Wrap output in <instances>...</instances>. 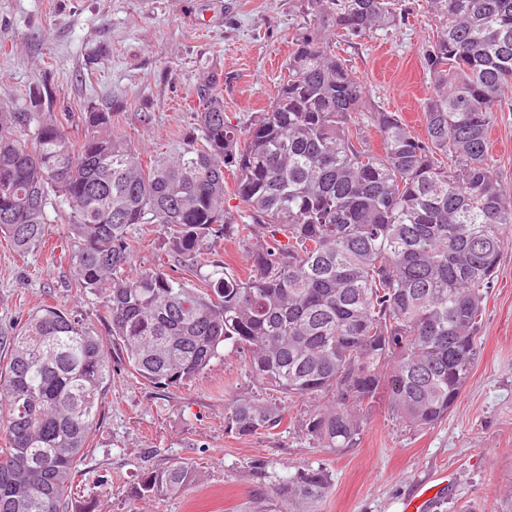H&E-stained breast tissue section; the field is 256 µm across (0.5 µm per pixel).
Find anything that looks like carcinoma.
I'll return each mask as SVG.
<instances>
[{"instance_id": "carcinoma-1", "label": "carcinoma", "mask_w": 512, "mask_h": 512, "mask_svg": "<svg viewBox=\"0 0 512 512\" xmlns=\"http://www.w3.org/2000/svg\"><path fill=\"white\" fill-rule=\"evenodd\" d=\"M301 2L311 30L247 126L226 116L213 82L193 122L146 160L113 131L116 113L59 108L43 82L29 87L25 109L0 106V231L26 253L44 245L47 224L68 225L74 286L103 296L109 337L51 306L0 336L10 349L0 512L96 508L69 505L68 490L99 424L112 350L131 374L168 389L204 373L229 343L288 408L318 402L301 431L338 454L356 446L380 396L416 430L460 397L512 228V191L489 154L512 94V0H428L439 31L421 50L431 81L422 136L376 107L336 54L338 43L402 24L395 0ZM137 224L161 228L174 263L134 268ZM225 240L243 247L247 275L216 257ZM283 418L254 397L225 403L238 435ZM196 480L174 461L143 471L133 492L159 499ZM330 487L325 470L308 468L273 492L281 512H297Z\"/></svg>"}]
</instances>
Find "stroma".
<instances>
[{
  "instance_id": "stroma-1",
  "label": "stroma",
  "mask_w": 512,
  "mask_h": 512,
  "mask_svg": "<svg viewBox=\"0 0 512 512\" xmlns=\"http://www.w3.org/2000/svg\"><path fill=\"white\" fill-rule=\"evenodd\" d=\"M398 2L404 25L336 50L375 104L420 134L430 92L420 51L437 30L427 0ZM307 25L300 0H0V102L23 105L28 86L47 81L61 104L119 112L117 131L147 157L188 126L199 108L196 91L208 81L218 82L233 121L245 125L266 110ZM490 141L512 189V105L500 112ZM48 232L44 248L24 254L0 235V333H14L51 305L105 334L101 297L77 292L71 280L67 225L49 224ZM479 344L473 373L442 423L410 430L382 400L357 445L341 454L319 447L294 419L270 435L227 431L224 405L232 395L288 404L253 383L231 347L194 382L170 390L114 367L71 495L86 499L105 479L99 512H279L272 483L320 467L332 486L319 512H400L417 484L443 471L448 488L429 512H512V230L485 300ZM170 461L192 463L198 482L159 500L132 496L145 468ZM258 463L264 475H256Z\"/></svg>"
}]
</instances>
